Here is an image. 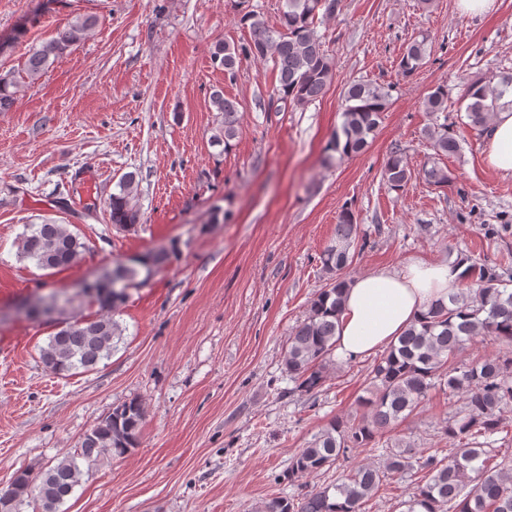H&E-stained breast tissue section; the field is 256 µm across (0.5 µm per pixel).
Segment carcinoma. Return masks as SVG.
Wrapping results in <instances>:
<instances>
[{"label": "carcinoma", "mask_w": 512, "mask_h": 512, "mask_svg": "<svg viewBox=\"0 0 512 512\" xmlns=\"http://www.w3.org/2000/svg\"><path fill=\"white\" fill-rule=\"evenodd\" d=\"M341 0H284L281 29L272 30L252 11L240 21L249 24L250 41L237 47L216 43L212 61L233 76L244 59L271 60L278 73L275 111L308 105L325 91L333 70L322 37L315 28L318 18H332ZM98 18L87 15L58 37L41 44L27 58L22 79L33 83L56 60L92 30ZM427 55V39H414L402 52L398 67L402 75L414 74ZM18 79L0 77V111L9 109L13 93L9 87ZM512 90V72L504 73L495 85L485 84L478 91L468 87L465 97L469 126L484 131L499 101ZM390 89L369 82H354L344 91L341 125L327 142V160L333 154L351 157L363 151L368 138L379 126L388 108ZM211 103L223 114L224 121L215 136L232 148L239 128L237 103L216 90ZM426 112L438 117L448 111V91L438 85L423 102ZM426 135L435 155L457 150L456 131L448 122L433 123ZM425 180L437 187L448 185V174L433 165L423 170ZM412 173L402 152L388 157L383 179L388 190L401 192ZM118 191L108 199L111 223L124 229L140 223L137 185L132 172L117 183ZM359 238L358 224L351 208L338 215L336 233L319 256L322 271L330 283L310 302L306 317L288 338L285 369L299 391L315 394L322 387L324 372L335 364L334 338L345 279L339 273L350 266V249ZM85 250L80 234L67 224L46 221L30 224L22 235L19 254L43 270L64 269L76 264ZM167 254L159 252L146 260L116 263L99 275L87 292L94 294L106 313L95 320L60 323L57 331L40 347L39 358L51 372L72 375L90 371L112 355L121 336L112 311L125 302L127 286L140 269L151 271L164 263ZM460 287L448 294V302L431 304L418 323L411 325L389 343L369 372L372 396L359 398L363 413L350 419L335 418L313 441L292 457L288 480L297 475L328 470L347 457L354 448H369L376 438L421 408L429 394L438 388L448 395L465 396L463 416L446 422L441 434L456 451L440 456L408 442L388 449L383 462L366 464L336 473L333 482L303 494L299 499L277 497L265 503L261 512H365L364 504L381 486L408 477L414 482L408 499L399 503L401 512H512V456L501 455L490 437L504 432V413L512 408V290L494 266L463 258ZM71 303L66 293L38 296L25 317L33 318L52 310L61 311ZM490 339L506 345L499 354L470 363L454 362L469 344ZM143 420L141 404L132 399L112 409L97 427L85 433L79 452L34 475L18 470L10 481L11 501L6 512H21V506L33 499L42 512H58L83 475V466L94 465L105 450L122 454L137 445Z\"/></svg>", "instance_id": "obj_1"}]
</instances>
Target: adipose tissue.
Instances as JSON below:
<instances>
[{
	"mask_svg": "<svg viewBox=\"0 0 512 512\" xmlns=\"http://www.w3.org/2000/svg\"><path fill=\"white\" fill-rule=\"evenodd\" d=\"M487 165L512 173V105L494 113L485 134ZM460 270L445 263L411 260L353 278L344 290L336 330V354L355 360L388 345L438 299L458 285Z\"/></svg>",
	"mask_w": 512,
	"mask_h": 512,
	"instance_id": "ef3b65f1",
	"label": "adipose tissue"
}]
</instances>
